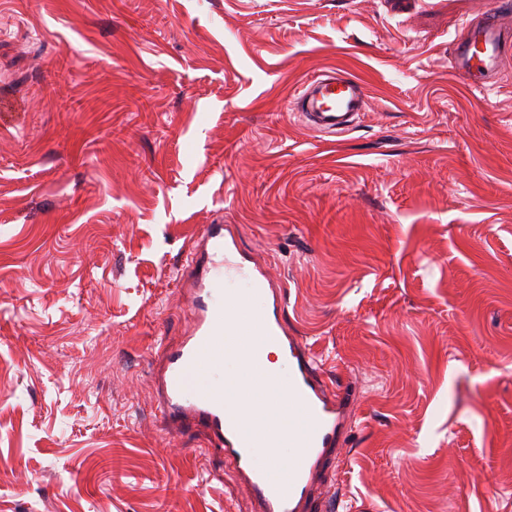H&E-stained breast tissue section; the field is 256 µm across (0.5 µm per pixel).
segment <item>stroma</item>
I'll list each match as a JSON object with an SVG mask.
<instances>
[{
	"label": "stroma",
	"instance_id": "1",
	"mask_svg": "<svg viewBox=\"0 0 512 512\" xmlns=\"http://www.w3.org/2000/svg\"><path fill=\"white\" fill-rule=\"evenodd\" d=\"M497 0H0V512H256L152 356L199 225H237L349 405L337 512H512V67ZM369 91L327 140L286 103ZM512 60V24L507 7L498 5L486 17L470 20L453 49V69L469 85L485 89L494 73Z\"/></svg>",
	"mask_w": 512,
	"mask_h": 512
}]
</instances>
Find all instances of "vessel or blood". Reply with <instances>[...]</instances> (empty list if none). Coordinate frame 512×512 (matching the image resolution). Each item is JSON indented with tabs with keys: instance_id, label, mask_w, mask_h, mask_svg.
<instances>
[{
	"instance_id": "obj_1",
	"label": "vessel or blood",
	"mask_w": 512,
	"mask_h": 512,
	"mask_svg": "<svg viewBox=\"0 0 512 512\" xmlns=\"http://www.w3.org/2000/svg\"><path fill=\"white\" fill-rule=\"evenodd\" d=\"M512 63V10L496 7L488 16L468 21L453 49V69L469 85L485 88L494 73ZM368 88L343 70L307 81L291 97L288 111L298 114L314 131L336 135L348 132L363 112ZM250 280L252 292L266 297L263 313L238 305L239 328L232 337L241 351L254 353L258 345L273 342L287 358L292 372L284 389L305 429L289 432L294 461L287 476L254 464L255 452L268 437L240 417L224 410V397L241 390L240 383L214 384L196 396L188 390L203 371H219L224 363L223 283L235 277ZM180 286L191 312L187 336L161 347L157 362V411L169 431L202 427L208 447L221 449L226 459L250 485L257 512H321L315 490L325 463L337 445L345 392L333 390L320 378L318 359L285 324L281 290L267 279L256 254L240 253L234 232L224 224L201 225L189 262L179 271Z\"/></svg>"
}]
</instances>
